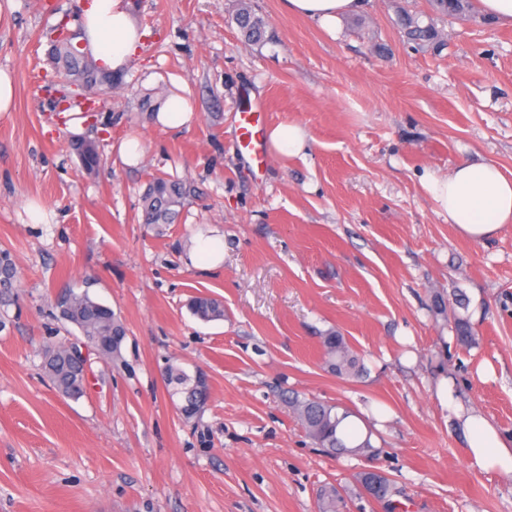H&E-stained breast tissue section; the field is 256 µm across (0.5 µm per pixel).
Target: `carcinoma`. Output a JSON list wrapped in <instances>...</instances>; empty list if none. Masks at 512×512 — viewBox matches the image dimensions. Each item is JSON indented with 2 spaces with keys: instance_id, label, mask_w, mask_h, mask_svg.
<instances>
[{
  "instance_id": "obj_1",
  "label": "carcinoma",
  "mask_w": 512,
  "mask_h": 512,
  "mask_svg": "<svg viewBox=\"0 0 512 512\" xmlns=\"http://www.w3.org/2000/svg\"><path fill=\"white\" fill-rule=\"evenodd\" d=\"M245 43L259 45L265 41V22L248 8L241 9L235 16ZM81 32L52 41L53 53L61 64L58 73L64 75L67 98L75 102L82 87L93 89L98 95H107L120 84L119 78L105 68L85 48L77 46L76 39ZM71 150L77 156L80 167L88 175L96 173L101 163V153L96 140L77 137L71 141ZM194 194L193 186L183 180L155 178L143 196L145 222L148 224H173L180 214V208ZM15 267L5 253H0V292H8L15 287ZM59 317L77 327L89 347L93 348L105 362L121 355V346L126 336L122 321L112 308L94 300L84 291L63 290L62 297L54 299ZM189 308L194 315L204 321L224 319L222 301L205 295L192 297ZM453 331L456 345L470 348L476 336L467 317L454 318ZM324 363L328 370L338 376L356 378L363 374L361 358L355 353L344 336L331 330L322 336ZM54 353L52 360L43 361V369L57 392L76 399L85 388L87 361L76 355L77 347L59 342L43 349V354ZM166 383L175 394L182 396L180 411L186 418L196 416L207 402L208 381L196 373L192 376L184 371L169 367L165 375ZM291 407L308 435L327 453L335 456L370 457L375 449L371 433L363 436L345 426V420L352 412L316 398L291 401ZM356 483L363 489L374 492L375 499L383 504L385 512H395L400 508L396 497L401 491L394 482L376 470H364L355 474ZM340 492L335 487H327L320 493L319 512H338Z\"/></svg>"
}]
</instances>
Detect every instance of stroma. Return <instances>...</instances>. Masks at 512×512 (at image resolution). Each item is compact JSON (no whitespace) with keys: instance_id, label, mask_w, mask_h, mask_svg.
<instances>
[{"instance_id":"stroma-1","label":"stroma","mask_w":512,"mask_h":512,"mask_svg":"<svg viewBox=\"0 0 512 512\" xmlns=\"http://www.w3.org/2000/svg\"><path fill=\"white\" fill-rule=\"evenodd\" d=\"M244 0H132L149 36L122 87L85 115L103 164L81 171L75 134L52 106L51 34L78 0H0V70L14 108L0 112V250L17 271L0 300V512H317L333 485L342 512H384L354 476L375 467L407 512H512V472L471 460L449 388L512 446V223L474 241L424 187L461 161L512 175V27L463 0H366L335 33L245 0L271 40L242 42ZM409 16L433 43L409 40ZM185 88L190 128L142 107ZM266 127L296 124L304 156L256 166L236 148L243 98ZM138 139L125 164L118 147ZM197 189L177 223H144L147 183ZM43 223H33L30 206ZM224 244L196 268L197 240ZM109 305L126 328L119 361L88 352L83 396L61 397L42 368L51 343L81 341L61 322L63 287ZM478 336L455 345L454 294ZM207 294L224 317L188 306ZM345 336L365 373L328 372L321 338ZM205 373L210 399L182 416L168 367ZM349 408L371 458L327 455L290 396ZM189 308L194 315L204 321L221 320L224 317V304L222 301L205 295L192 297Z\"/></svg>"}]
</instances>
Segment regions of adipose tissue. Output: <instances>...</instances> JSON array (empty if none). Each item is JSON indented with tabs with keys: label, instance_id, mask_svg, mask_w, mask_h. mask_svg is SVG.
Wrapping results in <instances>:
<instances>
[{
	"label": "adipose tissue",
	"instance_id": "ef3b65f1",
	"mask_svg": "<svg viewBox=\"0 0 512 512\" xmlns=\"http://www.w3.org/2000/svg\"><path fill=\"white\" fill-rule=\"evenodd\" d=\"M289 13L328 32L341 17L363 10V0H285ZM80 26L95 58L116 73L124 72L142 47L147 32L138 24L130 0H81ZM426 188L450 223L474 240L496 234L512 223V177L492 162H463L445 177H430ZM470 455L483 469L512 471V448L479 413L461 411Z\"/></svg>",
	"mask_w": 512,
	"mask_h": 512
}]
</instances>
